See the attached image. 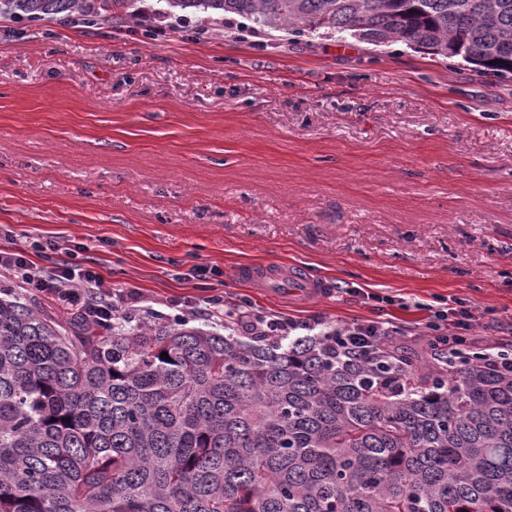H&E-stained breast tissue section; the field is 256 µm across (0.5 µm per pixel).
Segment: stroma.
<instances>
[{"label":"stroma","instance_id":"1","mask_svg":"<svg viewBox=\"0 0 512 512\" xmlns=\"http://www.w3.org/2000/svg\"><path fill=\"white\" fill-rule=\"evenodd\" d=\"M0 226L83 244L147 313L223 332L205 300L424 346L461 300L482 352L512 342V78L388 43L236 17L0 18ZM194 266L211 269L186 280ZM243 266L331 282L314 302Z\"/></svg>","mask_w":512,"mask_h":512}]
</instances>
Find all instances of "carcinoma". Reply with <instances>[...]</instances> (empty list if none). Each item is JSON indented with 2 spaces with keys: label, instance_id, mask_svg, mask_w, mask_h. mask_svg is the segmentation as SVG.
<instances>
[{
  "label": "carcinoma",
  "instance_id": "1",
  "mask_svg": "<svg viewBox=\"0 0 512 512\" xmlns=\"http://www.w3.org/2000/svg\"><path fill=\"white\" fill-rule=\"evenodd\" d=\"M298 34L402 42L512 76V0H156ZM140 0H0L137 20ZM185 322L65 324L0 298V512H512V367ZM168 353L169 359L161 358Z\"/></svg>",
  "mask_w": 512,
  "mask_h": 512
}]
</instances>
